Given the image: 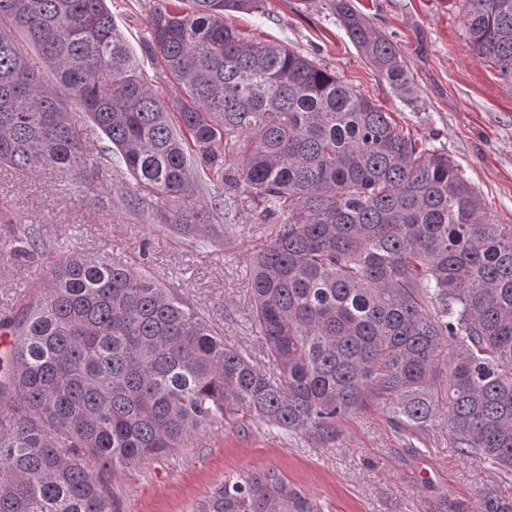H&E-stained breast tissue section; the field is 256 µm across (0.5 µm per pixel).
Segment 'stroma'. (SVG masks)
Listing matches in <instances>:
<instances>
[{"label": "stroma", "instance_id": "35a3bbf8", "mask_svg": "<svg viewBox=\"0 0 512 512\" xmlns=\"http://www.w3.org/2000/svg\"><path fill=\"white\" fill-rule=\"evenodd\" d=\"M337 0H266L263 12L232 21L258 41L280 42L336 72L373 98L398 124L445 148L498 223L512 224V87L471 51L459 0H352L367 21L393 39L415 88L394 90L349 39ZM156 0H112V16L134 54L147 36ZM83 137L103 180L72 187L49 172L23 177L0 170V239L31 230L39 246L73 248L158 277L222 333L227 346L268 369L253 324L249 260L272 227L242 217L190 232L150 221L149 203L128 208L135 182L123 175L108 141L92 123ZM41 256L20 264L0 255V316L22 312L34 289L47 286ZM279 468L289 481L331 503L333 512H475L484 484L512 498V475L452 446L447 415L416 436L385 412L346 418L334 442L289 435L257 422H224L199 432L191 447L144 465L118 469L109 483L119 512H192L226 473ZM430 476L421 481L420 469Z\"/></svg>", "mask_w": 512, "mask_h": 512}]
</instances>
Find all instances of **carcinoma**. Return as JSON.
I'll use <instances>...</instances> for the list:
<instances>
[{
	"mask_svg": "<svg viewBox=\"0 0 512 512\" xmlns=\"http://www.w3.org/2000/svg\"><path fill=\"white\" fill-rule=\"evenodd\" d=\"M264 2L158 0L144 52L181 89L171 104L106 0H0V166L86 183L88 118L154 198L156 223L189 232L244 210L273 225L251 293L276 371L224 345L154 276L60 251L50 286L0 319L14 336L0 378V512H117L104 475L231 417L327 444L359 412L382 410L414 435L446 407L454 447L512 472V224L372 98L228 22ZM461 2L473 55L512 87V0ZM337 10L379 75L411 94L396 43L350 0ZM34 248L29 234L0 240L18 260ZM448 341L445 400L437 356ZM325 508L269 467L224 476L194 512ZM476 512H512V500L486 486Z\"/></svg>",
	"mask_w": 512,
	"mask_h": 512,
	"instance_id": "carcinoma-1",
	"label": "carcinoma"
}]
</instances>
